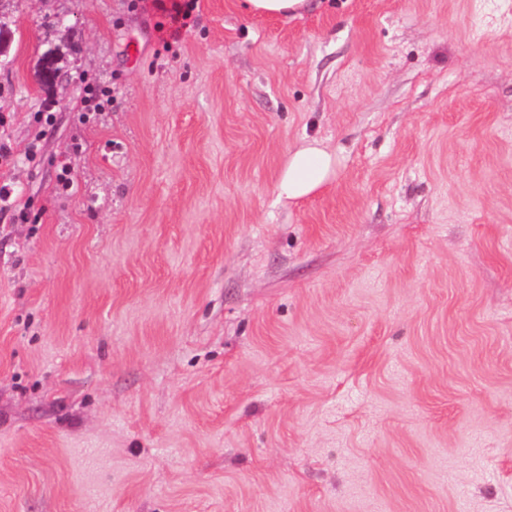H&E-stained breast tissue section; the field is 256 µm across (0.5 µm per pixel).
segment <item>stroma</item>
<instances>
[{"label": "stroma", "mask_w": 512, "mask_h": 512, "mask_svg": "<svg viewBox=\"0 0 512 512\" xmlns=\"http://www.w3.org/2000/svg\"><path fill=\"white\" fill-rule=\"evenodd\" d=\"M0 21V512H512V0ZM336 157L317 140H303L288 153L279 177L280 199L295 201L316 193L335 173Z\"/></svg>", "instance_id": "1"}]
</instances>
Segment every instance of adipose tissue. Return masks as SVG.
<instances>
[{
    "label": "adipose tissue",
    "instance_id": "1",
    "mask_svg": "<svg viewBox=\"0 0 512 512\" xmlns=\"http://www.w3.org/2000/svg\"><path fill=\"white\" fill-rule=\"evenodd\" d=\"M335 168V156L321 142H300L288 153L277 184L279 198L295 201L313 195L331 178Z\"/></svg>",
    "mask_w": 512,
    "mask_h": 512
}]
</instances>
